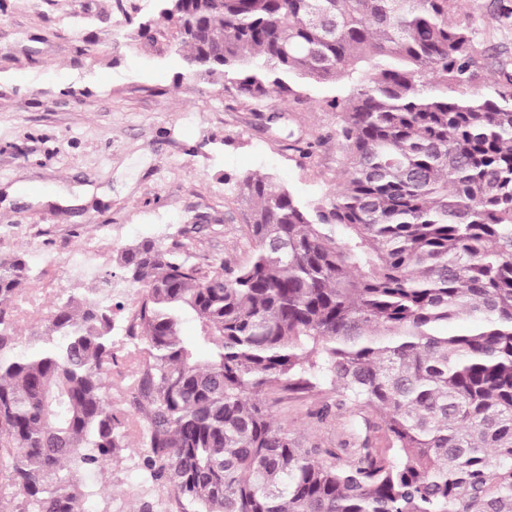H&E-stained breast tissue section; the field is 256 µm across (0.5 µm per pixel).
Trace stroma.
I'll return each mask as SVG.
<instances>
[{
	"label": "stroma",
	"mask_w": 512,
	"mask_h": 512,
	"mask_svg": "<svg viewBox=\"0 0 512 512\" xmlns=\"http://www.w3.org/2000/svg\"><path fill=\"white\" fill-rule=\"evenodd\" d=\"M153 8L154 0H0V257L24 255L37 278L20 338L60 292L89 293L71 262L86 245L95 247L96 275L114 274L122 326L134 290L115 273L120 250L151 240L204 267L242 265L252 248L237 177H267L304 202L336 183L332 85H306L301 100L272 107L235 98L211 79L182 75L165 46H134L136 24ZM301 139L313 142L310 156L298 151ZM333 399L264 397L296 441L339 449L363 421L321 420ZM142 456L136 439L103 464L86 512H138L147 499L179 512L172 493L147 481Z\"/></svg>",
	"instance_id": "1"
}]
</instances>
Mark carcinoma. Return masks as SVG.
Segmentation results:
<instances>
[{"label": "carcinoma", "instance_id": "1", "mask_svg": "<svg viewBox=\"0 0 512 512\" xmlns=\"http://www.w3.org/2000/svg\"><path fill=\"white\" fill-rule=\"evenodd\" d=\"M460 1L512 28V0H155L139 39L170 36L188 74L237 97L345 87L326 102L336 184L305 203L241 177V266L122 249L141 293L122 335L109 271L22 343L33 270L0 258L9 512H82L133 431L180 512H512V56L450 17ZM119 350L130 415L112 397ZM324 386L321 419L373 412L387 447L365 418L346 460L303 448L263 401Z\"/></svg>", "mask_w": 512, "mask_h": 512}]
</instances>
